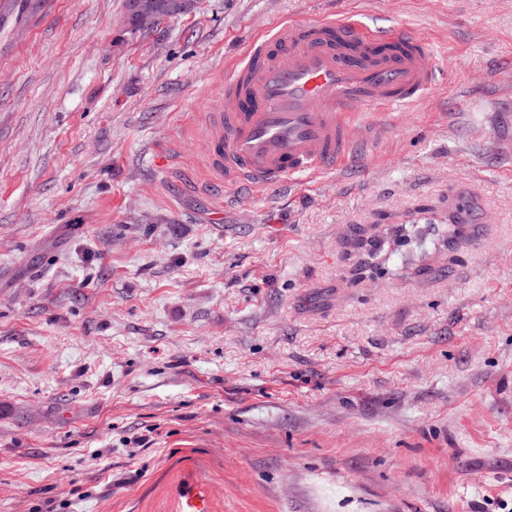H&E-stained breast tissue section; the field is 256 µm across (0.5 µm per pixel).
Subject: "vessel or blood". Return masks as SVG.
<instances>
[{"label": "vessel or blood", "mask_w": 512, "mask_h": 512, "mask_svg": "<svg viewBox=\"0 0 512 512\" xmlns=\"http://www.w3.org/2000/svg\"><path fill=\"white\" fill-rule=\"evenodd\" d=\"M434 73L425 42L407 31L350 17L282 23L231 68L206 160L228 186L321 176L349 161L364 110L422 100Z\"/></svg>", "instance_id": "1"}]
</instances>
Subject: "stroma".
<instances>
[{"mask_svg": "<svg viewBox=\"0 0 512 512\" xmlns=\"http://www.w3.org/2000/svg\"><path fill=\"white\" fill-rule=\"evenodd\" d=\"M346 16L424 39L431 94L226 190L233 62ZM0 512H512V0L0 12ZM148 0H128V10L136 26L140 29H148L156 25L158 17L171 18L173 12H170L163 4V0H155L158 4V15L148 6Z\"/></svg>", "mask_w": 512, "mask_h": 512, "instance_id": "obj_1", "label": "stroma"}]
</instances>
